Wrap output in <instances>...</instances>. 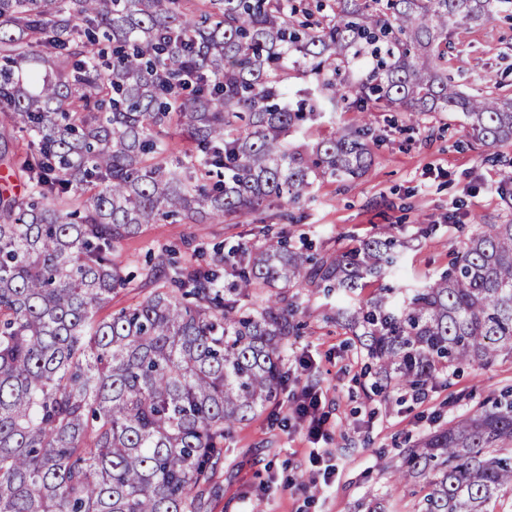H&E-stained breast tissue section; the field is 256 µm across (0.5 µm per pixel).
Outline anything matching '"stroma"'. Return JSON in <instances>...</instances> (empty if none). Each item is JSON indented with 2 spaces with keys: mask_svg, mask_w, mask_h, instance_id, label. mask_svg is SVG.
<instances>
[{
  "mask_svg": "<svg viewBox=\"0 0 512 512\" xmlns=\"http://www.w3.org/2000/svg\"><path fill=\"white\" fill-rule=\"evenodd\" d=\"M448 75L473 94L512 96V15L448 33ZM370 166L356 180L317 181L299 224L274 220L278 206L263 207L272 233L316 257L350 250L390 226L406 241L394 281L409 288L430 281L476 224L512 221V141L492 147L473 143L461 116L429 112L415 117L381 108L368 116ZM431 225L422 235L419 225ZM194 239L206 252L224 256V283L234 281L235 251L260 239L251 221L217 224H155L122 244L126 271L139 275L160 244ZM301 335L288 339V386L253 419L237 425L224 455L203 487L205 512H414L417 487L397 480L401 451L469 408L512 386V359L481 371L438 375L416 398L409 389L375 394L370 360L351 332L336 320V296L299 289ZM320 396L325 421L309 442L293 412L303 386ZM335 464L325 484L313 462Z\"/></svg>",
  "mask_w": 512,
  "mask_h": 512,
  "instance_id": "1",
  "label": "stroma"
}]
</instances>
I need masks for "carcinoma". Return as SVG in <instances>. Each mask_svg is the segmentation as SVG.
Returning a JSON list of instances; mask_svg holds the SVG:
<instances>
[{"label":"carcinoma","mask_w":512,"mask_h":512,"mask_svg":"<svg viewBox=\"0 0 512 512\" xmlns=\"http://www.w3.org/2000/svg\"><path fill=\"white\" fill-rule=\"evenodd\" d=\"M512 0H0V512H203L198 489L236 425L285 386L291 288L348 295L395 273L389 227L321 261L282 236L183 265L158 248L137 306L121 245L152 224L246 218L275 198L291 224L314 183L367 171V104L461 115L512 140V98L448 81V28ZM312 87L290 102L293 79ZM343 107L357 123L294 133ZM179 128L176 147L163 129ZM28 143L11 149L17 133ZM266 295L256 310L243 299ZM377 365L374 387L512 359V221L476 224L432 283L336 308ZM400 480L416 512H496L512 485V390L421 438Z\"/></svg>","instance_id":"obj_1"}]
</instances>
